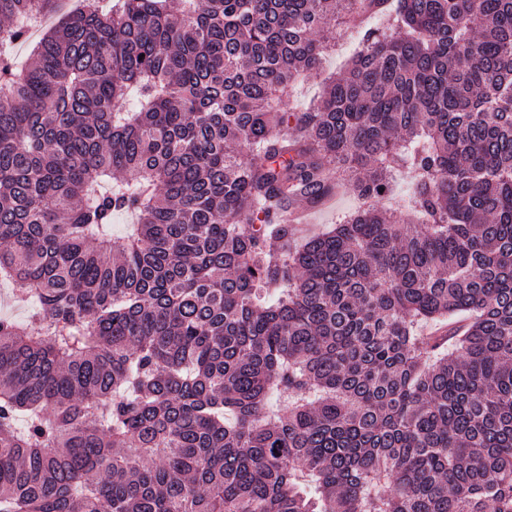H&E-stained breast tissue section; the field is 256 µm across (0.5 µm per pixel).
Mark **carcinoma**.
Instances as JSON below:
<instances>
[{
    "mask_svg": "<svg viewBox=\"0 0 512 512\" xmlns=\"http://www.w3.org/2000/svg\"><path fill=\"white\" fill-rule=\"evenodd\" d=\"M56 7L0 0V512H512V0H79L20 63ZM346 29L343 25H336L335 47L325 55L318 72L299 81L289 90L290 97L297 106L305 107L316 100L322 94L328 81L344 71L349 59L358 50V32L344 31ZM357 206L356 198L350 193H343L336 196L335 202L320 210L310 213V223L300 224L299 233L301 236L316 234L331 224H337L339 220L353 211Z\"/></svg>",
    "mask_w": 512,
    "mask_h": 512,
    "instance_id": "1",
    "label": "carcinoma"
}]
</instances>
